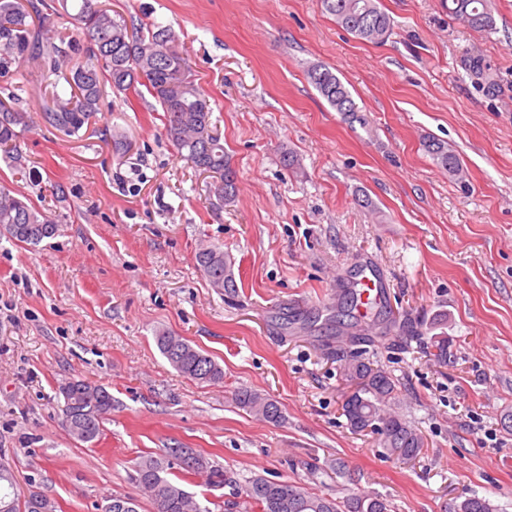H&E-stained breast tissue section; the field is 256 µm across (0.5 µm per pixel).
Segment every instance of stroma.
Listing matches in <instances>:
<instances>
[{"label": "stroma", "instance_id": "1", "mask_svg": "<svg viewBox=\"0 0 512 512\" xmlns=\"http://www.w3.org/2000/svg\"><path fill=\"white\" fill-rule=\"evenodd\" d=\"M102 2L175 31L237 193L214 207L210 177L179 157L149 93L103 87L97 115L68 136L41 119L57 94L43 60L0 78V98L29 115L21 162L0 154V185L62 217L35 247L0 234V465L20 490L57 512H98L115 494L156 512L135 464L194 448L241 484L370 490L392 512H453L477 494L512 512V0H494L490 32L441 0H380L393 21L382 44L347 33L321 0ZM474 57L497 93L469 72ZM315 65L348 83L363 123L309 83ZM430 137L455 151L464 180L425 152ZM207 245L234 259L235 293L199 271ZM368 268L382 298L363 314L373 342L355 351L395 380L424 438L409 464L342 414L349 388L325 320L338 281ZM161 329L213 357L223 382L182 377L156 346ZM72 379L112 394L96 444L60 423ZM239 387L277 401L283 420L235 407Z\"/></svg>", "mask_w": 512, "mask_h": 512}]
</instances>
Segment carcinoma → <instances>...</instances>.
<instances>
[{"mask_svg":"<svg viewBox=\"0 0 512 512\" xmlns=\"http://www.w3.org/2000/svg\"><path fill=\"white\" fill-rule=\"evenodd\" d=\"M69 4L76 10L74 20L91 44L85 61L74 69L63 67L61 58L78 53L79 45L72 43L64 49L48 36L50 16L59 13L55 4L45 0H0V50L19 62L35 56L50 59L47 76L69 90V97H56L55 105L43 113L44 123L68 136L77 135L97 114L102 85L108 83L113 90L123 93L143 86L161 104L166 134L180 157L212 178L217 207L224 206V199L235 194L236 172L212 122L210 101L188 75L175 32L158 24L133 32L124 19L112 17L111 9L93 0H61L62 8ZM322 6L338 25L360 40L383 43L393 31L391 17L379 8L377 0H322ZM446 9L454 19L473 29L495 30L493 0H448ZM307 79L335 111L353 123H363L361 109L332 69L313 66L307 70ZM27 119L26 113L0 101L1 153H13L19 137L17 128L27 126ZM423 147L448 173L455 175L460 171L459 158L448 143L433 137ZM2 231L13 240L36 246L57 236L60 224L29 204L24 195L1 186ZM196 262L216 291L232 293L237 288L231 258L223 249H203L197 253ZM357 300L354 285H339L336 324L344 325V318L357 307ZM155 341L161 354L184 377L198 383L224 378L220 364L185 338L159 330ZM342 375L352 387L342 403V414L350 428L378 435L380 445L390 457L403 463L415 460L424 448L422 435L403 416L385 410L397 395L394 379L354 355L344 359ZM76 385L84 391L86 400L76 404L65 390H60L62 425L72 439L92 444L101 438L103 422L112 412V394L104 386L85 380L76 381ZM232 402L269 422L283 418L276 401L248 388L234 391ZM175 471L183 478L192 474L168 450L160 457H142L133 479L157 505V512H210L193 493L169 477ZM15 484L12 473L1 468L0 506H8L7 512H36L35 503L41 512H56V503L41 493L34 501L26 498L21 502L10 497L7 490ZM243 495L250 512H390V504L378 494H355L337 500L312 492L298 482L273 481L262 475L248 480ZM454 512H497V506L474 495L456 505Z\"/></svg>","mask_w":512,"mask_h":512,"instance_id":"carcinoma-1","label":"carcinoma"}]
</instances>
